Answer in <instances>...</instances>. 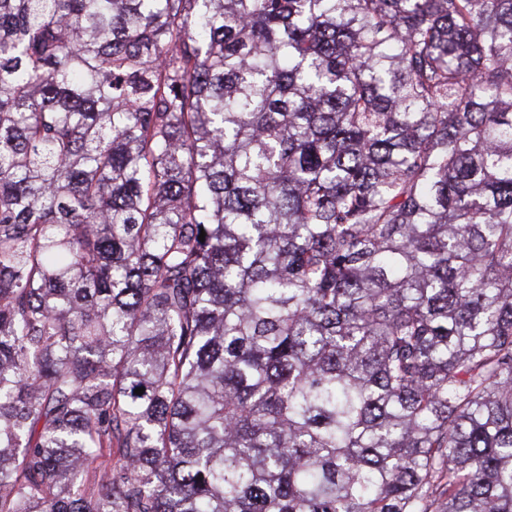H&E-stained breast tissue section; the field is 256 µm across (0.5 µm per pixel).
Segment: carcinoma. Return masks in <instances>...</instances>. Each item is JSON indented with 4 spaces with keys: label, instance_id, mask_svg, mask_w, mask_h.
<instances>
[{
    "label": "carcinoma",
    "instance_id": "carcinoma-1",
    "mask_svg": "<svg viewBox=\"0 0 512 512\" xmlns=\"http://www.w3.org/2000/svg\"><path fill=\"white\" fill-rule=\"evenodd\" d=\"M0 512H512V0H0Z\"/></svg>",
    "mask_w": 512,
    "mask_h": 512
}]
</instances>
